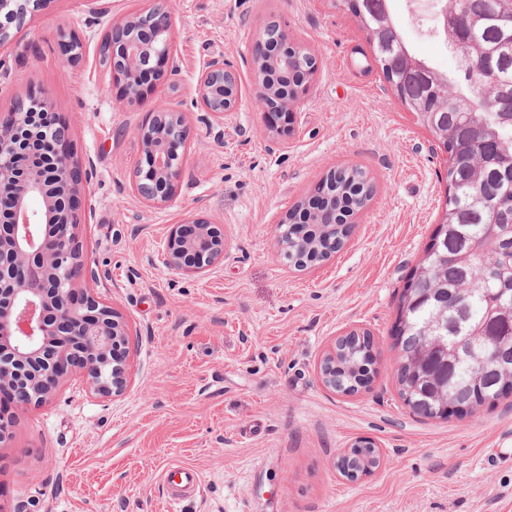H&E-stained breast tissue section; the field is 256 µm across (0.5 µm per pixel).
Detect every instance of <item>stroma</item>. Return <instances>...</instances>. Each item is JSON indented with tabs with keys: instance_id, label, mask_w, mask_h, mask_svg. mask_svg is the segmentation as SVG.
<instances>
[{
	"instance_id": "35a3bbf8",
	"label": "stroma",
	"mask_w": 512,
	"mask_h": 512,
	"mask_svg": "<svg viewBox=\"0 0 512 512\" xmlns=\"http://www.w3.org/2000/svg\"><path fill=\"white\" fill-rule=\"evenodd\" d=\"M150 2L51 0L0 47V112L41 98L68 127L91 173L79 196L85 262L138 334L121 398L91 396L75 373L46 404L16 411L0 449V512H166L171 465L202 483L178 512H512V395L430 420L398 394L397 299L444 212L446 156L366 64L358 17L337 0H170L179 71L149 96L184 115L193 143L175 194L152 205L131 186L150 108L123 98L100 57L113 22ZM439 7L389 2L413 54L456 84L461 60ZM271 21L319 63L280 136L252 64ZM218 56L238 71L241 97L210 123L196 83ZM347 166L367 173L372 200L339 252L291 265L279 221ZM198 215L223 231L224 262L180 279L163 242ZM350 329L373 341L371 382L336 393L318 365ZM362 438L384 461L351 481L336 460Z\"/></svg>"
}]
</instances>
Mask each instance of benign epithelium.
Returning <instances> with one entry per match:
<instances>
[{
    "instance_id": "benign-epithelium-1",
    "label": "benign epithelium",
    "mask_w": 512,
    "mask_h": 512,
    "mask_svg": "<svg viewBox=\"0 0 512 512\" xmlns=\"http://www.w3.org/2000/svg\"><path fill=\"white\" fill-rule=\"evenodd\" d=\"M45 0H0V12L23 21ZM442 29L462 48L471 73L477 75L473 99L462 110L481 107L497 111L502 93L494 67V51L466 31L485 24L478 17L461 19L452 6L442 10ZM168 0H154L146 12L112 24L106 55L115 75L123 80L127 99L144 102V75H161L159 67L175 75L170 38ZM252 60L273 68L258 78V97L268 113H289L318 69L317 58L278 29L274 40H260ZM196 94L202 111L215 121L235 109L239 96L236 71L222 58L211 60L197 79ZM44 100L0 117V395L12 397L15 407L41 406L50 401L69 373L77 370L88 391L102 398L121 396L128 386L131 333L119 311L94 292L96 272L83 259L80 226L84 223L78 196L90 181L87 170L69 149L67 130L44 125ZM142 157L133 186L144 199L165 203L182 176L183 159L191 132L183 115L164 105L152 106V120L137 133ZM317 203H308L292 227L294 237L311 224L326 223L327 184L317 189ZM41 206L35 210L33 200ZM164 262L178 276H203L224 262V234L203 218L171 225L164 247ZM480 337L464 336L454 343L460 361L477 355L494 367L503 352L479 353ZM336 468L349 479L371 470L344 454Z\"/></svg>"
}]
</instances>
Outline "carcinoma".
Listing matches in <instances>:
<instances>
[{
	"label": "carcinoma",
	"mask_w": 512,
	"mask_h": 512,
	"mask_svg": "<svg viewBox=\"0 0 512 512\" xmlns=\"http://www.w3.org/2000/svg\"><path fill=\"white\" fill-rule=\"evenodd\" d=\"M458 11L483 17L487 23L478 32L485 44L501 45L508 54L498 58L497 74L501 84L512 88V0H458ZM373 54L387 81L396 86L407 79L395 70L388 54L372 40ZM424 103L440 100L446 85L413 80ZM417 123L430 130L448 133L446 179L448 198L442 223L425 251L427 257L411 271L397 305L395 345L398 349L397 381L399 395L415 413L426 418L448 415V402L483 405L494 403L512 391V351L499 369L448 364L438 375L416 370L418 356L429 346V337L421 329L439 317L453 328L460 318L467 330L482 328L506 335L512 329L498 315H489L490 301L497 299L501 288L512 290V164L504 159L512 155V124L503 125L490 112H463L455 101L448 100V110L412 111ZM485 162L480 185H475L471 163ZM328 191L336 197V220L345 221L366 206L373 185L360 168L341 169L328 175ZM285 249L293 264L304 266L300 259L313 248L327 247V238L335 237L328 226L314 230L311 238L300 242L281 229ZM472 288L464 298V307H443L435 290H454L459 285ZM364 350L351 345L336 355V388L350 391L369 380Z\"/></svg>",
	"instance_id": "carcinoma-1"
}]
</instances>
